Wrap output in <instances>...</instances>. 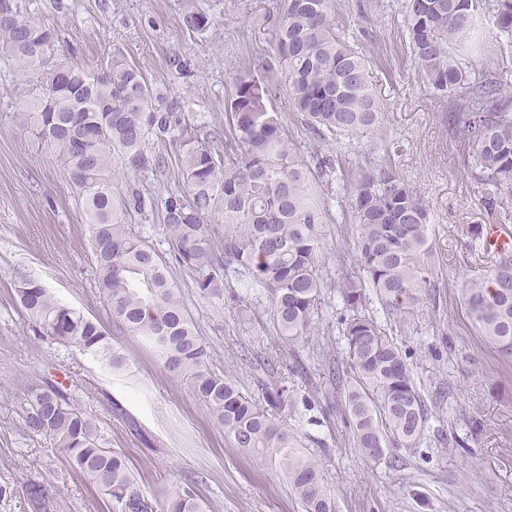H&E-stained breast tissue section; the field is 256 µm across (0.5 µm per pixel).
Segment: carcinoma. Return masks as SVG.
<instances>
[{"instance_id": "cac0c4a2", "label": "carcinoma", "mask_w": 512, "mask_h": 512, "mask_svg": "<svg viewBox=\"0 0 512 512\" xmlns=\"http://www.w3.org/2000/svg\"><path fill=\"white\" fill-rule=\"evenodd\" d=\"M0 14V54L14 59L21 77L36 76L24 124L56 149L67 179L82 196L98 288L122 329L149 341L163 366L190 381L235 447L272 453L304 512H336L324 471L297 448L275 410L290 402L288 387H262V400L210 367L208 346L180 299L165 258L129 226L145 207L141 191L114 194L115 168L159 171L164 158L153 142L179 143L183 187L164 201L175 261L195 276L203 296L224 295V262H232L265 290L277 334H310L321 305L319 270L324 202L317 188L335 161L310 168L294 146L284 116L271 100L279 81L262 74L235 78L226 107L227 144L220 153L187 122L184 105L164 100L121 52L89 69L67 61L46 63L57 42L55 27L31 18L26 0H11ZM332 0H280L273 50L284 64L291 107L323 137L372 135L383 124L382 102L368 60L348 45L331 16ZM488 17L512 37V0H406V43L418 71L435 90L458 96L456 138L485 186V205L512 208V96L499 79L466 83L461 55ZM184 27L202 34L209 16L185 0ZM358 224L355 264L336 282L346 313L339 316L350 375L343 385L344 424L370 460L421 437L426 408L407 355L375 318L362 312L367 289L401 311L436 287L429 212L411 183L384 163L353 185ZM224 224L222 251L211 224ZM15 292L22 310L55 343L76 346L111 372L127 358L95 319L58 302L37 280L19 272ZM460 294L471 321L500 353L512 356V253H501L466 279ZM26 428L51 438L72 466L112 501L113 512H202L189 492L147 496L125 455L104 447L96 421L52 384L29 392ZM36 512H55L59 494L48 482L25 488Z\"/></svg>"}]
</instances>
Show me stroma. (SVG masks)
<instances>
[{
  "mask_svg": "<svg viewBox=\"0 0 512 512\" xmlns=\"http://www.w3.org/2000/svg\"><path fill=\"white\" fill-rule=\"evenodd\" d=\"M405 0H333L346 40L366 52L384 103L380 135L322 138L292 112L286 93L273 102L308 164L330 155L340 165L323 180L327 222L320 270L327 282L317 335L286 342L277 335L263 289L236 266L224 284L240 303L202 297L178 264L170 273L203 336L215 370L260 394L262 384L288 386L279 412L299 449L322 465L336 512H512V356L480 336L460 303L457 282L474 273L482 240L471 225L512 226V212L492 211L474 169L452 136L453 106L423 80L403 36ZM211 18L205 34L182 24L183 0H29L30 16L55 26L51 60L92 68L122 52L156 92L179 98L200 134L224 141V105L238 73L279 74L273 49L278 0H195ZM484 53L467 55L468 81L496 74L512 84V38L485 27ZM179 55L183 70L170 68ZM12 58L0 56V512H34L25 488L49 482L58 512H113L111 501L73 470L52 440L24 425L29 386L58 382L76 407L92 414L107 448L122 452L141 488L189 490L204 512H303L271 455L234 447L188 381L171 376L154 350L114 322L95 281L88 226L77 189L55 149L21 127L17 114L31 92ZM160 174L114 176L115 191L136 184L147 205L134 229L162 256L171 244L164 200L180 190L174 143L159 144ZM391 162L429 209L438 279L431 295L392 315L375 294L365 308L409 353L427 422L415 447L364 459L342 423L340 384L326 366H345L346 344L335 283L353 267L357 226L352 184L362 171ZM26 273L63 304L98 319L127 357L122 374L104 370L74 346L40 335L16 301L14 280Z\"/></svg>",
  "mask_w": 512,
  "mask_h": 512,
  "instance_id": "1",
  "label": "stroma"
}]
</instances>
